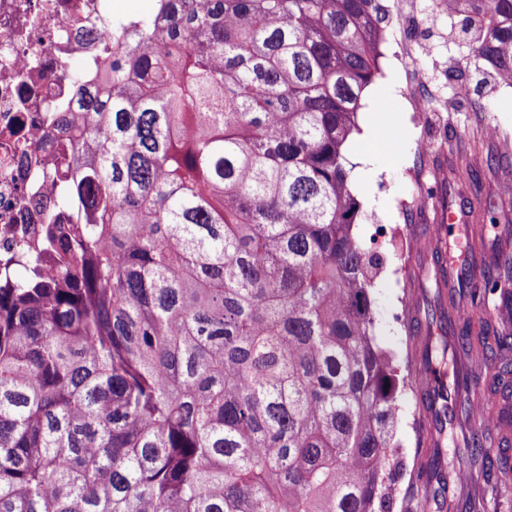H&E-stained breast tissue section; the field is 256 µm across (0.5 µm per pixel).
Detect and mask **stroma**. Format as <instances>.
Returning a JSON list of instances; mask_svg holds the SVG:
<instances>
[{
    "label": "stroma",
    "instance_id": "stroma-1",
    "mask_svg": "<svg viewBox=\"0 0 512 512\" xmlns=\"http://www.w3.org/2000/svg\"><path fill=\"white\" fill-rule=\"evenodd\" d=\"M387 26L381 71L365 90L358 127L345 155L350 188L360 208L353 233L369 238L383 224L384 263L374 279L377 345L396 362L406 361V333L399 323L407 296L418 306L432 297L426 274L436 254L464 255L474 275L490 256L512 250V208L501 185L512 179V88L476 69L459 23L434 17L431 0H402ZM427 139L419 152L416 143ZM498 221L481 232L449 227V215L472 224L474 201ZM444 225L441 239L430 226ZM396 438L404 469L398 499L424 495L415 483L423 451L418 446L423 414L418 391L398 392Z\"/></svg>",
    "mask_w": 512,
    "mask_h": 512
}]
</instances>
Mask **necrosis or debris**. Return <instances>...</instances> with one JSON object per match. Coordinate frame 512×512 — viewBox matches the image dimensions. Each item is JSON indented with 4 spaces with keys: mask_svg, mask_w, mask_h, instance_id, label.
I'll list each match as a JSON object with an SVG mask.
<instances>
[{
    "mask_svg": "<svg viewBox=\"0 0 512 512\" xmlns=\"http://www.w3.org/2000/svg\"><path fill=\"white\" fill-rule=\"evenodd\" d=\"M109 11L107 0H0V244L23 243L35 230L20 202L30 175L16 147L28 145L44 164L53 162L42 115L53 101L74 102L59 63H103L101 49L112 41L104 22Z\"/></svg>",
    "mask_w": 512,
    "mask_h": 512,
    "instance_id": "necrosis-or-debris-1",
    "label": "necrosis or debris"
}]
</instances>
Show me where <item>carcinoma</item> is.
<instances>
[{
    "label": "carcinoma",
    "instance_id": "carcinoma-1",
    "mask_svg": "<svg viewBox=\"0 0 512 512\" xmlns=\"http://www.w3.org/2000/svg\"><path fill=\"white\" fill-rule=\"evenodd\" d=\"M476 62L512 86V0H437ZM379 0H155L112 18L98 85L67 66L76 111L43 113L56 163L24 191L38 238L0 252V512H394L396 393L448 392L474 421L416 481L437 512L460 474L492 478L503 405L471 378L403 373L374 340L376 239L345 143L379 71ZM447 325L409 357L435 373L498 363L512 329V253L476 278L440 269ZM457 331L448 346V328ZM467 465H459V457Z\"/></svg>",
    "mask_w": 512,
    "mask_h": 512
}]
</instances>
